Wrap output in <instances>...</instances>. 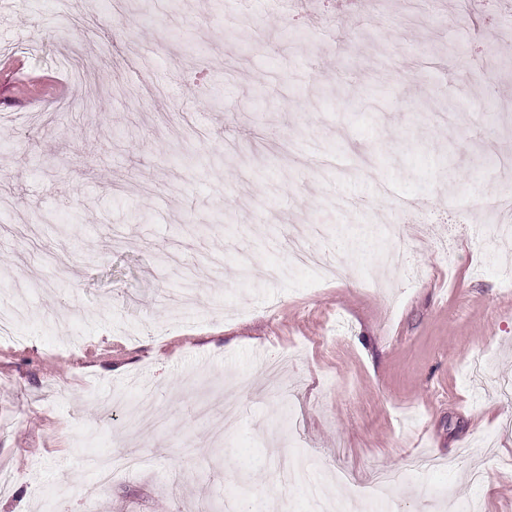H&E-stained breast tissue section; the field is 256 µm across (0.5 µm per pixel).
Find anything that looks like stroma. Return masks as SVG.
<instances>
[{"label": "stroma", "instance_id": "1", "mask_svg": "<svg viewBox=\"0 0 512 512\" xmlns=\"http://www.w3.org/2000/svg\"><path fill=\"white\" fill-rule=\"evenodd\" d=\"M293 2L0 0V512H512V0Z\"/></svg>", "mask_w": 512, "mask_h": 512}]
</instances>
